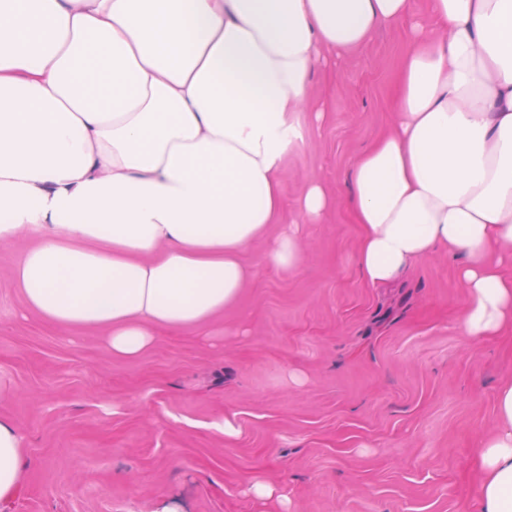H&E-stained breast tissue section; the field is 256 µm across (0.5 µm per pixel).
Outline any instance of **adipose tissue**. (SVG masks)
I'll return each mask as SVG.
<instances>
[{
	"label": "adipose tissue",
	"instance_id": "adipose-tissue-1",
	"mask_svg": "<svg viewBox=\"0 0 512 512\" xmlns=\"http://www.w3.org/2000/svg\"><path fill=\"white\" fill-rule=\"evenodd\" d=\"M403 21L392 128L352 169L361 271L448 247L467 335L512 326V0H0V241H35L27 308L134 359L237 302L314 68ZM495 406L478 512H512V382ZM22 444L0 417L1 503Z\"/></svg>",
	"mask_w": 512,
	"mask_h": 512
}]
</instances>
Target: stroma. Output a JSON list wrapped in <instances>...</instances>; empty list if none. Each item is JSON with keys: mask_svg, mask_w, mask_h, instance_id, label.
Returning a JSON list of instances; mask_svg holds the SVG:
<instances>
[{"mask_svg": "<svg viewBox=\"0 0 512 512\" xmlns=\"http://www.w3.org/2000/svg\"><path fill=\"white\" fill-rule=\"evenodd\" d=\"M404 42V25L383 28L316 66L280 163L281 219L242 252L238 301L139 358L28 310L13 271L31 241L0 243V415L22 425L26 459L0 512H477L475 452L512 380V333L467 335L448 249L368 283L345 204L355 161L392 126ZM313 178L334 203L303 224ZM292 223L299 262L268 266ZM257 477L287 502L253 498Z\"/></svg>", "mask_w": 512, "mask_h": 512, "instance_id": "1", "label": "stroma"}]
</instances>
